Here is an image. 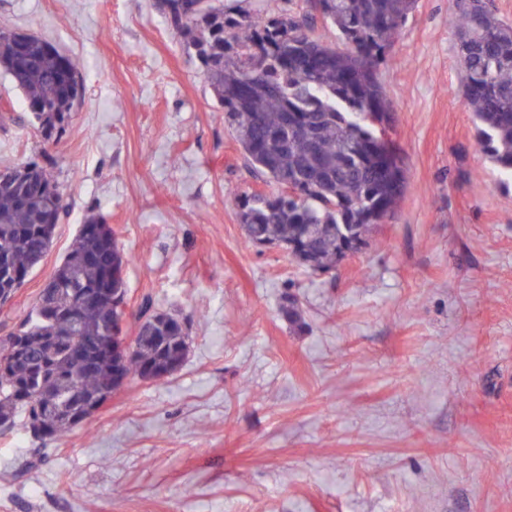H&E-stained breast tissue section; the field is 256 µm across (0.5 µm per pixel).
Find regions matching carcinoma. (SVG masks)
<instances>
[{
	"label": "carcinoma",
	"instance_id": "cac0c4a2",
	"mask_svg": "<svg viewBox=\"0 0 512 512\" xmlns=\"http://www.w3.org/2000/svg\"><path fill=\"white\" fill-rule=\"evenodd\" d=\"M416 0H306L299 17L266 18L224 0H154L183 37L255 173L277 190L252 194L237 218L249 244L284 249L316 273L336 268L344 243L367 239L403 197V159L384 166L372 151L378 125L393 111L379 68L400 39ZM463 95L486 155L512 176V22L488 0H456ZM337 43L310 35L316 20ZM0 69L25 97L29 122L47 142L63 129L76 92L63 75L77 59L35 38L23 50L0 31ZM64 192L44 165L0 170V303L37 266L68 212ZM91 213L52 279L56 296L39 295L32 312L0 337V428L26 419L40 440L77 426L86 408L113 392L116 364L105 343L108 323L123 316L128 259L112 229ZM127 355L126 381L160 380L151 370L180 368L183 321L161 311L146 318Z\"/></svg>",
	"mask_w": 512,
	"mask_h": 512
}]
</instances>
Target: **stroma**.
<instances>
[{"label": "stroma", "mask_w": 512, "mask_h": 512, "mask_svg": "<svg viewBox=\"0 0 512 512\" xmlns=\"http://www.w3.org/2000/svg\"><path fill=\"white\" fill-rule=\"evenodd\" d=\"M455 21V0H417L385 74L403 201L315 274L246 244L235 202L272 186L152 0H0V29L83 80L47 142L0 73V167L48 163L69 203L0 336L92 211L129 259L127 336L147 308L191 341L54 442L0 431V512H512V180L465 104Z\"/></svg>", "instance_id": "1"}]
</instances>
